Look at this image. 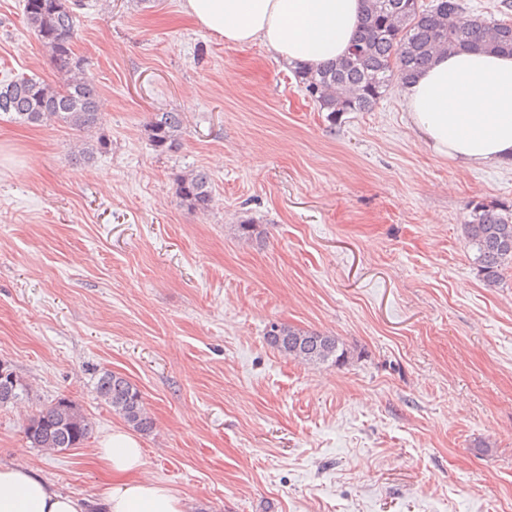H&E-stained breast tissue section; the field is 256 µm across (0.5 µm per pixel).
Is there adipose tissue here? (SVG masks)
I'll return each instance as SVG.
<instances>
[{
	"label": "adipose tissue",
	"mask_w": 512,
	"mask_h": 512,
	"mask_svg": "<svg viewBox=\"0 0 512 512\" xmlns=\"http://www.w3.org/2000/svg\"><path fill=\"white\" fill-rule=\"evenodd\" d=\"M184 14L229 46H263L282 62L316 68L344 58L364 0H184ZM418 140L463 169L512 161V55L438 54L405 84ZM111 477L89 500L60 492L26 460L0 459V512H186L183 497L145 476L138 439L123 429L97 450Z\"/></svg>",
	"instance_id": "obj_1"
}]
</instances>
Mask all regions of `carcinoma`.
Returning <instances> with one entry per match:
<instances>
[{"instance_id": "cac0c4a2", "label": "carcinoma", "mask_w": 512, "mask_h": 512, "mask_svg": "<svg viewBox=\"0 0 512 512\" xmlns=\"http://www.w3.org/2000/svg\"><path fill=\"white\" fill-rule=\"evenodd\" d=\"M81 0H24L23 13L30 30L49 51L50 61L63 80L51 84L36 77L18 75L0 82V116L21 124H58L89 135L103 125L99 112V87L88 77L82 59L75 53L79 37L75 9ZM463 0H365V9L349 54L339 62L315 69L296 70L299 83L326 113L331 124L341 112H367L393 82L406 84L441 50H487L512 54V22L465 15ZM183 116L166 111L152 114L146 125L155 151L167 153L181 145ZM108 147L105 137L86 142L72 152L75 162L93 158ZM177 194L194 212L212 209V180L204 170H191L177 179ZM469 245L483 279L495 285L512 267V213L494 207L474 206L465 222ZM266 341L279 353L307 365L342 366L348 350L330 334L273 323ZM0 380V407L27 393L22 381L5 368ZM96 397L112 407L133 430L148 435L154 423L146 411L139 389L127 378L105 371L95 385ZM91 422L80 407L59 398L30 417L23 427L32 448L59 451L78 448L90 437Z\"/></svg>"}]
</instances>
